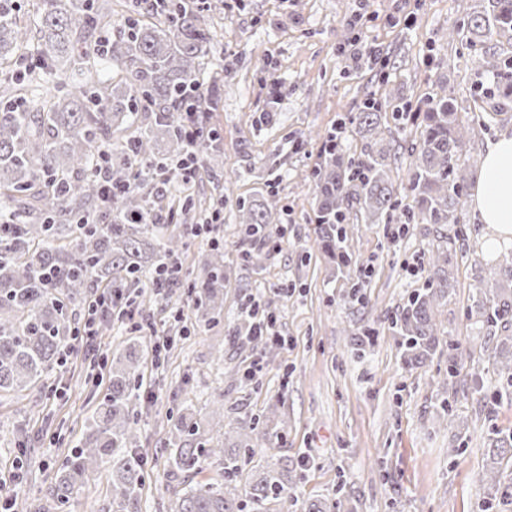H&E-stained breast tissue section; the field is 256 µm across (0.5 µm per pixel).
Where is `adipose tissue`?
<instances>
[{
	"instance_id": "ef3b65f1",
	"label": "adipose tissue",
	"mask_w": 512,
	"mask_h": 512,
	"mask_svg": "<svg viewBox=\"0 0 512 512\" xmlns=\"http://www.w3.org/2000/svg\"><path fill=\"white\" fill-rule=\"evenodd\" d=\"M475 210L481 223L496 234L485 248L496 253L512 243V134L503 133L486 151L482 174L474 192Z\"/></svg>"
}]
</instances>
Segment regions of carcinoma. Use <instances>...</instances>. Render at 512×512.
Here are the masks:
<instances>
[{"instance_id":"obj_1","label":"carcinoma","mask_w":512,"mask_h":512,"mask_svg":"<svg viewBox=\"0 0 512 512\" xmlns=\"http://www.w3.org/2000/svg\"><path fill=\"white\" fill-rule=\"evenodd\" d=\"M208 7L163 0L150 21L132 15L103 43L96 31L112 27V3L94 0H42L33 22L22 20L14 0H0V394L38 391L73 347L76 305L95 287L112 290V303L144 309L151 296L131 289L142 284L144 263L157 270L179 254L181 235L153 223L164 210L154 192L157 165L184 151L174 99L193 86L204 100L211 88L201 78L203 59L213 45ZM38 39L42 65L22 75L12 66L30 38ZM448 39L469 50L473 119L458 118L454 88L432 80L427 109L410 112V102L368 98L349 118L360 150L346 158L341 148L311 173L315 197L314 243L335 260L337 271L360 288L363 272L353 259L351 224L425 225L432 246L422 263L424 282L405 303L384 317L401 338L403 368L426 365L448 345V368L430 379L448 385L487 360L498 379L490 402L512 400V251L503 255L492 278L483 276L479 258L475 297L465 317L481 336L466 351L447 342L440 320L456 288L457 248L472 231L461 222L469 193V172L477 163L467 150L475 137L512 119V0H474L448 27ZM394 126L415 123L418 138L395 147L386 140ZM167 150L157 152L158 144ZM110 152L112 204L104 203L91 161ZM406 156L411 201L402 204L392 178L393 165ZM270 189L260 200L239 202L240 258L255 273L264 269L269 225L279 210ZM88 224H83V221ZM224 248H209L202 268L179 280L198 322L224 319ZM56 271L49 283L37 271ZM145 370L135 339L112 354L109 393L98 404L85 437L65 459L43 493L37 512H72L79 485L103 464L112 465L110 512H133L150 476L140 451V389ZM271 416L248 423L216 440L187 409L169 414L163 441L171 473L185 477L167 512H277L300 473L288 457L254 459L285 426H269ZM483 501L492 509L512 503V436L487 430ZM217 465L214 477L196 476Z\"/></svg>"}]
</instances>
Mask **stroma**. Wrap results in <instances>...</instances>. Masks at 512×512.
<instances>
[{"mask_svg":"<svg viewBox=\"0 0 512 512\" xmlns=\"http://www.w3.org/2000/svg\"><path fill=\"white\" fill-rule=\"evenodd\" d=\"M214 17L217 45L204 65L205 80H218L216 103L208 113L219 167H201L190 190L199 198L223 197L226 270L233 283L224 292V320L208 328L197 324L182 287L159 295L140 336H149L181 308L189 328L165 360L149 358L148 384L141 398V448L156 458L166 436L165 412L185 406L198 417L216 401L244 404L247 414L275 410L287 424L286 437L258 449L259 459L281 456L296 461L303 475L279 504V512H303L311 499L333 503L332 512H478L482 454L488 426L512 433V403L488 404L496 388L491 366L480 365L481 394L459 396L454 423L442 428L436 412L444 393L429 377L447 369V354L406 372L400 347L384 321L418 285L412 269L420 265L430 238L411 228L392 239V225L359 224L352 251L366 269L353 300L348 281L330 273L334 262L313 248L314 205L308 175L320 161L323 138L341 115H353L365 94L393 93L424 110L434 76L447 79L456 97L470 92L467 50L448 40V28L472 0H223ZM358 22L364 43L391 54L388 83L375 68L354 67L341 50V34ZM443 60L439 72L427 67L431 52ZM281 102L271 121L258 117L269 88ZM235 178L225 187V174ZM275 183L285 212L282 251L272 253L263 273L243 266L234 246L237 201L261 196ZM458 259L456 292L442 320L460 348L473 341L464 312L473 294V252ZM288 296L276 304V330L285 345L267 356L229 339L241 312L272 298L281 285ZM370 327L375 342L360 353L351 331ZM109 387L107 366H93L77 353L64 372L52 371L41 391L0 398V472L19 475L14 512L38 496L85 433ZM30 437L19 455L15 434ZM467 441L449 458V448ZM112 469L102 466L80 489L73 512H108Z\"/></svg>","mask_w":512,"mask_h":512,"instance_id":"1","label":"stroma"}]
</instances>
